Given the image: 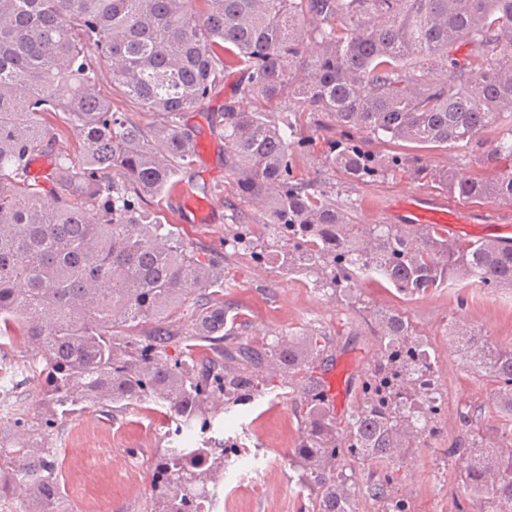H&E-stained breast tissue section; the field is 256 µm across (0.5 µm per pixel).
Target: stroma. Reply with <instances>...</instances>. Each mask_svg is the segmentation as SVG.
I'll return each mask as SVG.
<instances>
[{"mask_svg": "<svg viewBox=\"0 0 512 512\" xmlns=\"http://www.w3.org/2000/svg\"><path fill=\"white\" fill-rule=\"evenodd\" d=\"M241 78L239 71H229L204 109L183 116L184 124L196 129L199 143L185 179L198 186L218 187L224 197L223 210L198 224L192 214L184 213L181 199L171 195L154 198L147 210L161 223L179 225L198 249L221 256L232 282L224 291V306L245 315L252 344L260 347L272 342L275 335L288 333H321L329 338L326 364L347 360L354 367L348 396L337 407V414L352 411L357 385L373 369L376 341L364 322L367 311L395 310L405 316L428 342L445 404L438 417L439 438L401 460L392 490L408 501L411 512H457L468 492L459 485L447 451L467 437L459 414L474 411L481 430L490 438L501 426L503 414L491 383L463 364L452 332H477L492 343L512 341V288L490 293L477 286H449L406 297L369 279L347 300L286 276L275 264L254 259L248 251L225 246L232 225L246 224L259 234L264 222L262 214L242 199L226 178L224 142L214 135L205 117L206 112L223 105ZM295 172L298 177L332 185L337 204L358 224L390 223L385 207L402 192L440 194L439 189L402 172H388L365 182L350 181L324 168L317 142L296 158ZM25 355L20 338L0 347V372L12 376L29 415L34 416L40 409V387L17 369ZM174 429L162 413L144 406L124 411L99 407L54 425L53 443L69 512H152L156 502L153 472L165 449L177 441ZM206 435L241 446L238 454L225 457L224 481L213 489L214 495L224 500L220 512H309L308 492L299 483L289 457L301 436L292 395L272 393L239 403L219 414ZM100 448L111 449L113 458L125 467V477L92 471L91 458ZM246 458L257 460L260 471L243 472L241 464Z\"/></svg>", "mask_w": 512, "mask_h": 512, "instance_id": "35a3bbf8", "label": "stroma"}]
</instances>
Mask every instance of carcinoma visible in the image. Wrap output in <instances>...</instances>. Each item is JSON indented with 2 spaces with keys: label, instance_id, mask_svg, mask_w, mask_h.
Returning a JSON list of instances; mask_svg holds the SVG:
<instances>
[{
  "label": "carcinoma",
  "instance_id": "1",
  "mask_svg": "<svg viewBox=\"0 0 512 512\" xmlns=\"http://www.w3.org/2000/svg\"><path fill=\"white\" fill-rule=\"evenodd\" d=\"M113 86L157 120L112 111ZM238 68L245 74L212 120L224 172L281 242L273 260L332 294L379 277L423 295L451 283L512 286V245L462 242L433 228L355 224L336 196L298 181L293 164L328 134L325 161L364 181L402 170L470 203L512 202V0H0V341L21 336L51 414L11 402L0 436V502L20 486L23 512H64L55 421L98 406L154 405L175 435L204 431L274 388L295 395L301 437L291 456L311 512H359L352 466L363 465L379 512H408L387 491L395 466L423 443L410 410L421 397L412 355L423 349L397 312L365 319L375 336L345 429L337 427L315 364L323 336H282L262 351L247 319L224 311V261L150 217L149 199L176 189L196 154L182 113L201 107ZM284 101L278 112L244 103ZM59 116L79 158L58 147ZM400 151L382 158L374 143ZM477 146L484 172L426 169L419 152ZM37 156L51 157L31 177ZM224 244L256 259L271 243L239 224ZM193 300L185 335L170 326ZM465 338V357L495 384L512 441V343ZM181 344L175 355L168 348ZM479 512H512V449L478 432L452 448ZM224 453L205 440L171 448L159 464L158 512H201Z\"/></svg>",
  "mask_w": 512,
  "mask_h": 512
}]
</instances>
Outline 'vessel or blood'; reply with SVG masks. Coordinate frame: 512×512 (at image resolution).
Returning a JSON list of instances; mask_svg holds the SVG:
<instances>
[{"label":"vessel or blood","mask_w":512,"mask_h":512,"mask_svg":"<svg viewBox=\"0 0 512 512\" xmlns=\"http://www.w3.org/2000/svg\"><path fill=\"white\" fill-rule=\"evenodd\" d=\"M397 223L423 228L442 226L444 231L458 233L466 222L467 206L450 205L444 201L409 192L389 208Z\"/></svg>","instance_id":"b4317fda"}]
</instances>
